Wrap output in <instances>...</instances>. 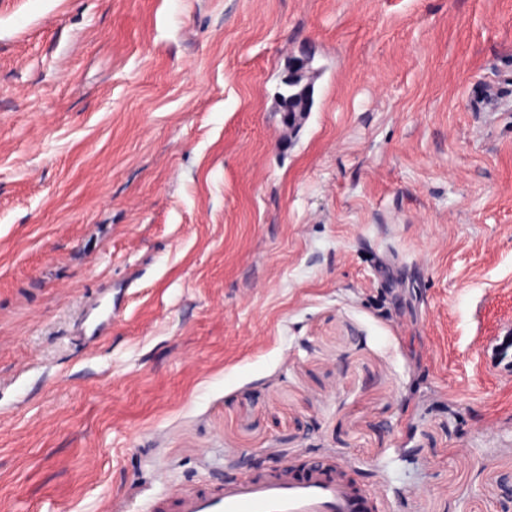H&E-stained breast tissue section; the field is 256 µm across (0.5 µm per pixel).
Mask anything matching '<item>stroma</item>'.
<instances>
[{
    "label": "stroma",
    "mask_w": 512,
    "mask_h": 512,
    "mask_svg": "<svg viewBox=\"0 0 512 512\" xmlns=\"http://www.w3.org/2000/svg\"><path fill=\"white\" fill-rule=\"evenodd\" d=\"M250 458L512 512V0H0V512ZM285 75L281 81L279 95L284 99L282 106H288L291 110L297 113L299 116L305 115L307 112H311V109L314 104V88L311 84L310 86H305L304 82L295 83L289 80V66H288V76ZM288 78V80H287ZM288 107H285L282 112H284V119L288 121V124L291 123V114L288 113Z\"/></svg>",
    "instance_id": "obj_1"
}]
</instances>
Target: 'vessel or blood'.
Returning <instances> with one entry per match:
<instances>
[{"mask_svg":"<svg viewBox=\"0 0 512 512\" xmlns=\"http://www.w3.org/2000/svg\"><path fill=\"white\" fill-rule=\"evenodd\" d=\"M367 498L344 470L315 461L304 470L284 464L214 485L175 487L158 512H364Z\"/></svg>","mask_w":512,"mask_h":512,"instance_id":"vessel-or-blood-1","label":"vessel or blood"}]
</instances>
